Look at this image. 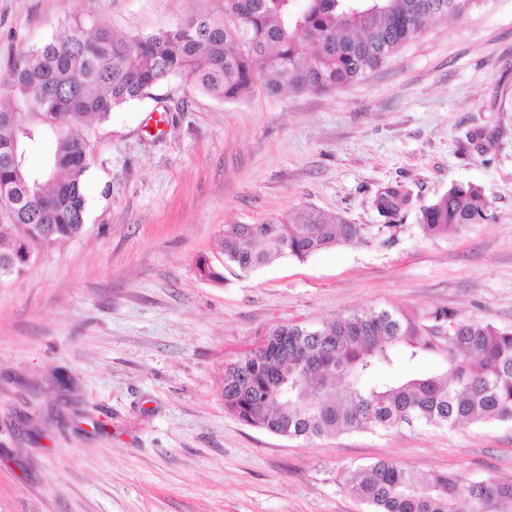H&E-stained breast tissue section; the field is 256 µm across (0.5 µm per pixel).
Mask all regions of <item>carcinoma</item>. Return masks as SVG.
I'll return each instance as SVG.
<instances>
[{
	"label": "carcinoma",
	"instance_id": "cac0c4a2",
	"mask_svg": "<svg viewBox=\"0 0 512 512\" xmlns=\"http://www.w3.org/2000/svg\"><path fill=\"white\" fill-rule=\"evenodd\" d=\"M478 0H223L159 32L126 37L64 24L22 51L0 100V276L21 273L32 248L82 233L85 174L95 124L153 96L172 77L222 101L270 92L347 87L378 69L438 16ZM311 53L301 52L303 44ZM54 148L33 169L32 151ZM398 190L377 200L399 207ZM481 188L458 185L422 208L426 238L486 217ZM377 232L315 209L224 229V267L250 273L282 258L304 261ZM434 365L424 367L426 360ZM224 408L245 424L316 439L415 425L455 429L512 422V330L448 308L353 309L315 327L278 326L224 369ZM343 489L371 512H512V480L472 481L455 471L417 472L393 460L345 468Z\"/></svg>",
	"mask_w": 512,
	"mask_h": 512
}]
</instances>
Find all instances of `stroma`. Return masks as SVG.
Masks as SVG:
<instances>
[{"label":"stroma","instance_id":"obj_1","mask_svg":"<svg viewBox=\"0 0 512 512\" xmlns=\"http://www.w3.org/2000/svg\"><path fill=\"white\" fill-rule=\"evenodd\" d=\"M221 10L0 0V94L65 21L146 35ZM467 184L487 220L423 237L422 208ZM395 186L409 200L382 216ZM85 196L81 235L0 277V512H369L338 471L381 459L512 480L511 423L289 439L222 398L225 367L280 325L448 307L512 329V0L436 19L348 87L224 102L172 78L97 124ZM309 207L396 238L200 277L225 225Z\"/></svg>","mask_w":512,"mask_h":512}]
</instances>
